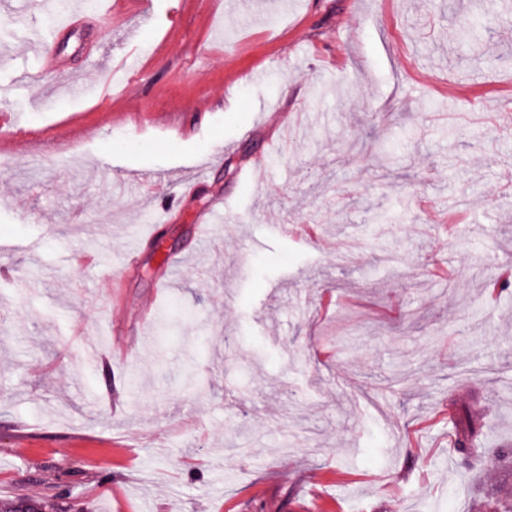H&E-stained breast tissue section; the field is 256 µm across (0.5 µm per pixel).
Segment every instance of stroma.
Masks as SVG:
<instances>
[{
  "label": "stroma",
  "mask_w": 512,
  "mask_h": 512,
  "mask_svg": "<svg viewBox=\"0 0 512 512\" xmlns=\"http://www.w3.org/2000/svg\"><path fill=\"white\" fill-rule=\"evenodd\" d=\"M110 6L72 0L94 22L59 37V91L20 38L49 7L0 0V109L28 128L0 155V502L511 499L512 292L485 286L512 268V0ZM133 45L144 74L95 94ZM161 214L185 262L158 296L151 244L121 256ZM451 407L482 418L477 453Z\"/></svg>",
  "instance_id": "stroma-1"
}]
</instances>
